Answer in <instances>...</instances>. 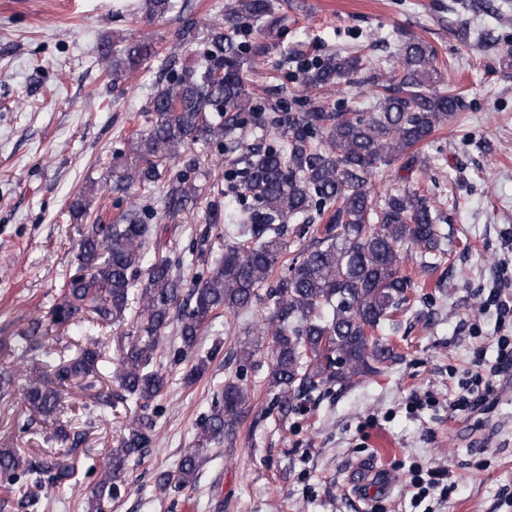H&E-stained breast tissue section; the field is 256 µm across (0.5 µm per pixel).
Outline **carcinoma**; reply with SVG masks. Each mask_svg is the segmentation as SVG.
Wrapping results in <instances>:
<instances>
[{"label":"carcinoma","mask_w":512,"mask_h":512,"mask_svg":"<svg viewBox=\"0 0 512 512\" xmlns=\"http://www.w3.org/2000/svg\"><path fill=\"white\" fill-rule=\"evenodd\" d=\"M181 12L180 0H142V18L148 21ZM273 13L272 0H234L224 6L223 21L212 25L196 65L170 72L155 93L154 118L132 138L141 164L124 171L122 186H150L161 176L155 160H172L186 145L222 141L247 121L255 108L248 89L253 60L237 39L238 26L246 20L270 29ZM98 55L115 84L156 51L129 35L102 44ZM440 66L447 62L431 45L410 38L397 48L390 68L373 80L372 109L329 112L320 100H294L296 111L270 122L272 141L248 149L239 196L251 203L227 214L229 243L204 278H185L195 260L159 259L147 247L150 216L174 217L196 204L199 188L186 177L173 179L159 208L132 207L113 222L90 216L80 199L72 202L75 218L92 219L78 228L81 265L47 315L32 319L23 331L17 364L0 372V399L22 382L30 410L50 426L51 439L71 454L83 452V433L59 421L64 391L74 383L94 386L102 353L91 337L100 324L137 302L139 335L113 378L123 398L135 401L142 414L108 453L85 512H105V503L120 493L130 463L152 447L147 411L167 384L154 353L174 319L180 338L174 362L182 363L191 361L202 328L220 312L246 313L264 304L269 314L236 357L246 365L262 346L270 348L268 391L285 414L315 391L333 383L351 385L400 360L391 340L394 317L419 287L404 269L406 257L414 255L424 270L433 267L445 254L448 234L427 195L405 189L378 199L372 178L397 163L415 167L420 145L464 109L457 89L433 87ZM362 68L360 52H333L305 69L301 85L312 92L353 84ZM314 213L325 224H313ZM286 220L295 224L298 239H312L291 259ZM87 310L94 321L82 320ZM57 325L73 328L85 346L67 358L42 350L38 340ZM248 401L246 386L234 380L214 392L193 447L183 451L175 471L159 474L156 490L165 494L194 487L210 445L231 439ZM73 470L64 461L49 466L17 448L0 447V483L23 491L21 506L28 512H39L41 491L66 484Z\"/></svg>","instance_id":"carcinoma-1"}]
</instances>
